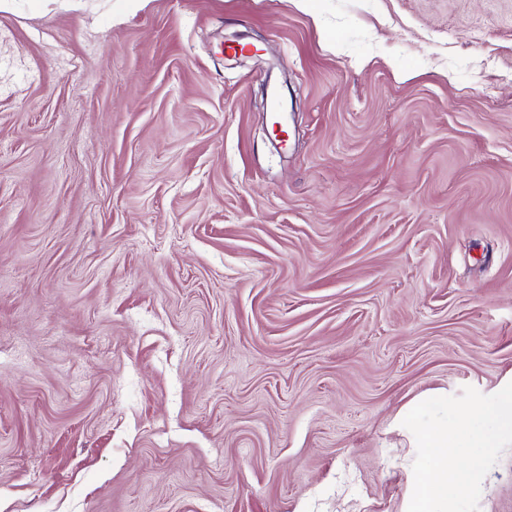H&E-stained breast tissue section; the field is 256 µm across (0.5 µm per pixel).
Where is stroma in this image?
Wrapping results in <instances>:
<instances>
[{"instance_id": "stroma-1", "label": "stroma", "mask_w": 512, "mask_h": 512, "mask_svg": "<svg viewBox=\"0 0 512 512\" xmlns=\"http://www.w3.org/2000/svg\"><path fill=\"white\" fill-rule=\"evenodd\" d=\"M511 380L512 0L0 8V512H408Z\"/></svg>"}]
</instances>
